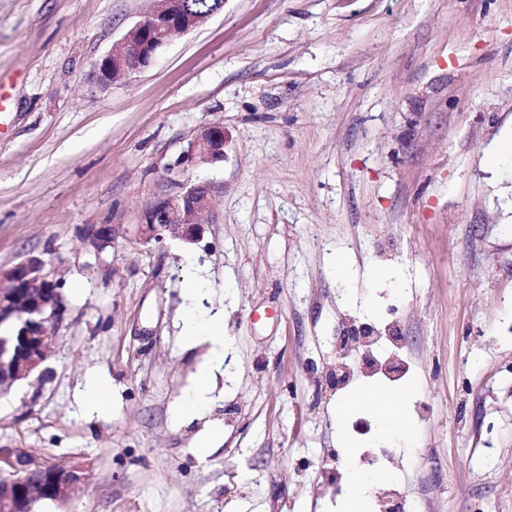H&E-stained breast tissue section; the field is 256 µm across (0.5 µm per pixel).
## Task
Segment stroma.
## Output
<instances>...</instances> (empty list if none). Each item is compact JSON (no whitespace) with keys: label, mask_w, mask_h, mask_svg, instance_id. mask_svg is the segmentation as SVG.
I'll return each instance as SVG.
<instances>
[{"label":"stroma","mask_w":512,"mask_h":512,"mask_svg":"<svg viewBox=\"0 0 512 512\" xmlns=\"http://www.w3.org/2000/svg\"><path fill=\"white\" fill-rule=\"evenodd\" d=\"M152 7L0 0V265L42 255L65 304L42 372L0 391V455L88 474L36 512H344L338 457L404 512H512V168L483 163L512 132V0H224L99 83ZM209 124L224 158L190 163ZM204 180L197 243L81 237ZM190 304L228 347L184 416L210 348ZM359 323L378 348L337 344ZM366 387L403 393L411 439L352 405ZM86 244L99 256L114 247L118 238H125L127 230L124 224H86L82 228ZM184 336L188 341L194 342L204 340L211 344L210 360L201 368L199 373V384L187 397L185 406L192 409L203 405L207 400V383L212 370L224 362V330L221 320L213 318L209 322L208 328L201 332V328L196 324V318L193 308L187 307L184 315Z\"/></svg>","instance_id":"stroma-1"}]
</instances>
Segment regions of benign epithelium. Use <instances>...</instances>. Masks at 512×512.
Returning <instances> with one entry per match:
<instances>
[{"mask_svg": "<svg viewBox=\"0 0 512 512\" xmlns=\"http://www.w3.org/2000/svg\"><path fill=\"white\" fill-rule=\"evenodd\" d=\"M154 7L132 26L106 56L95 63L97 80L112 81V72L136 74L148 68L159 52L175 37L204 24L185 12L184 0H153ZM224 127H203L192 142L188 158L216 162L224 158ZM212 192L211 183L200 181L176 196H162L146 205L135 235L143 240L160 242L170 232L187 243L201 237L203 224L198 214L205 211ZM83 239L96 255H101L127 235L122 224H86ZM64 314L61 287L50 278L46 262L29 254L10 267L0 266V326L19 322L21 328L10 352L0 353V390L38 372L57 343L58 336L48 324L58 322ZM47 485L50 500L63 501L85 483L82 467L60 463L34 469L17 468L11 479L0 481V512H35L38 497L24 495L16 480Z\"/></svg>", "mask_w": 512, "mask_h": 512, "instance_id": "benign-epithelium-1", "label": "benign epithelium"}]
</instances>
